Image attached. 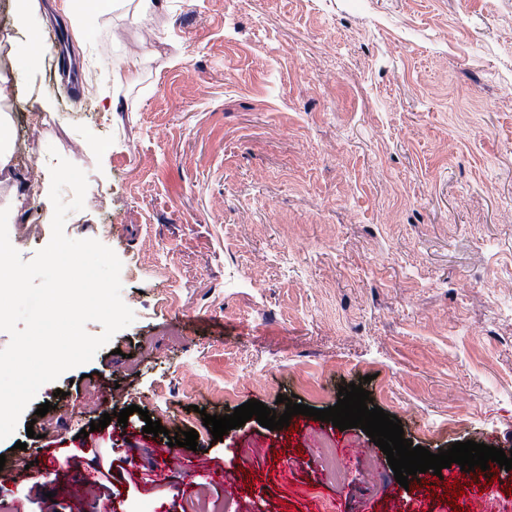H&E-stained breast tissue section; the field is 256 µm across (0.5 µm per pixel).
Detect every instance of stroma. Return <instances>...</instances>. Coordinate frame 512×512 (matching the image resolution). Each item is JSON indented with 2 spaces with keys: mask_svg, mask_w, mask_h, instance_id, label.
I'll list each match as a JSON object with an SVG mask.
<instances>
[{
  "mask_svg": "<svg viewBox=\"0 0 512 512\" xmlns=\"http://www.w3.org/2000/svg\"><path fill=\"white\" fill-rule=\"evenodd\" d=\"M15 25L0 0V44L21 74L13 133L19 174L60 155L88 179L64 232L95 239L122 262L134 321L93 359L44 384L11 437L0 499L26 512H185L184 482L155 473L164 434L145 419L196 430L233 489L205 486L238 512H403L409 499L383 466L368 481L359 455L327 481L296 415L256 420L214 440L203 414L278 395L317 409L355 383L400 419L404 436L437 452L472 440L512 450V0H156L70 26L72 64L96 71L78 110L40 66L24 76L28 34L69 20ZM128 74L115 85L114 72ZM49 104L45 124L25 118ZM37 236L10 234L23 260L51 239L53 209L22 200ZM138 406L127 423L90 424L115 394ZM50 403L45 416L40 404ZM81 411L73 425L69 410ZM87 430L86 447L68 446ZM58 439L52 482L14 478L29 433ZM256 442L259 464L237 448ZM287 452V463L276 460ZM109 471L95 492L65 495L78 470ZM458 501L423 492L429 512H469L478 497L512 502V472H470Z\"/></svg>",
  "mask_w": 512,
  "mask_h": 512,
  "instance_id": "obj_1",
  "label": "stroma"
}]
</instances>
